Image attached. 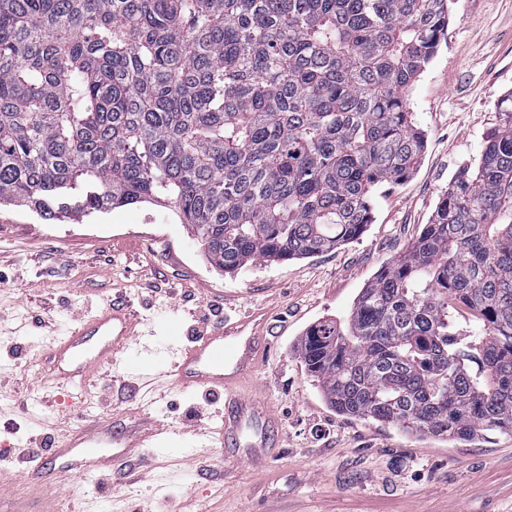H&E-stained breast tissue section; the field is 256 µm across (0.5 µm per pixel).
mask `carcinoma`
<instances>
[{
	"label": "carcinoma",
	"instance_id": "cac0c4a2",
	"mask_svg": "<svg viewBox=\"0 0 512 512\" xmlns=\"http://www.w3.org/2000/svg\"><path fill=\"white\" fill-rule=\"evenodd\" d=\"M450 0H0V204L173 208L211 266L360 238L425 152L408 91ZM477 171L298 352L345 417L512 433V92ZM473 323L457 321V308Z\"/></svg>",
	"mask_w": 512,
	"mask_h": 512
}]
</instances>
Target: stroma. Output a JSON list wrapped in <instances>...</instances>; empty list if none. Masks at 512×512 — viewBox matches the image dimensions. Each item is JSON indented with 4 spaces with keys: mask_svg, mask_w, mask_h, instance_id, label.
Listing matches in <instances>:
<instances>
[{
    "mask_svg": "<svg viewBox=\"0 0 512 512\" xmlns=\"http://www.w3.org/2000/svg\"><path fill=\"white\" fill-rule=\"evenodd\" d=\"M448 39L408 93L427 140L415 174L383 184L374 222L358 241L280 263L258 261L229 276L212 268L169 208L135 204L47 221L0 205V504L15 512H512V434L467 441L407 434L339 415L297 352L316 322L346 321L364 284L428 224L459 168L477 166L498 104L512 91V0H454ZM125 302L143 321L145 346L173 358L170 317L183 336L264 312L267 343L247 387L272 421L270 445L209 448L224 413L203 392L157 388L135 395L97 372L83 398L42 391L49 341L64 322ZM173 428L136 454L133 480L93 473L85 495L44 470L42 451L66 435L109 425L132 437L151 419Z\"/></svg>",
    "mask_w": 512,
    "mask_h": 512,
    "instance_id": "35a3bbf8",
    "label": "stroma"
}]
</instances>
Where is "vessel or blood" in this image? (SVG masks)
<instances>
[{"mask_svg":"<svg viewBox=\"0 0 512 512\" xmlns=\"http://www.w3.org/2000/svg\"><path fill=\"white\" fill-rule=\"evenodd\" d=\"M266 318L254 312L232 323L214 327L209 335L197 337L178 350L168 367H141L123 364L121 355L137 336L138 322L127 306L112 302L100 308L62 336L51 346L52 372L48 377L51 387L77 395L89 378L99 370L123 367L125 374L151 385L153 378L163 377L183 389H200L224 398V417L212 427L210 434L219 442L254 427L258 447H266V425L258 419L255 402L242 394V380L254 371L259 352L266 343ZM163 422H156L153 430L134 439L118 443L110 455L97 452L99 440L93 434L70 437L66 445L80 449L82 456L96 459L99 465L121 471L126 467L133 449L151 447L159 434L167 432Z\"/></svg>","mask_w":512,"mask_h":512,"instance_id":"b4317fda","label":"vessel or blood"}]
</instances>
